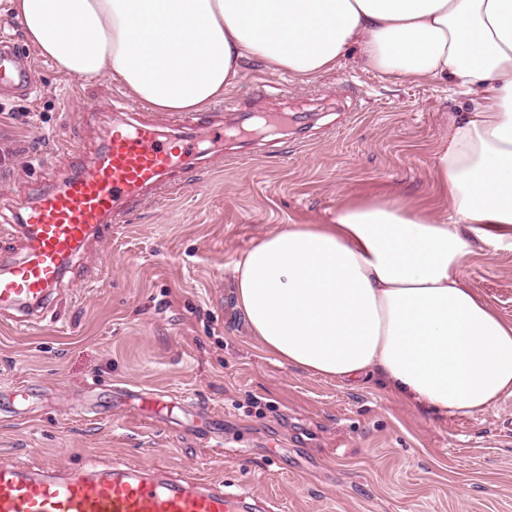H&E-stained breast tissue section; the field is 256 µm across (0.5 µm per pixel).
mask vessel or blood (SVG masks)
Returning <instances> with one entry per match:
<instances>
[{
    "instance_id": "1",
    "label": "vessel or blood",
    "mask_w": 512,
    "mask_h": 512,
    "mask_svg": "<svg viewBox=\"0 0 512 512\" xmlns=\"http://www.w3.org/2000/svg\"><path fill=\"white\" fill-rule=\"evenodd\" d=\"M0 76L28 94L35 73L10 43H0ZM191 137H161L153 125L112 126L89 160L72 163L63 181L30 193L16 216L18 258L0 261V312L36 323L88 243L146 190L156 188L192 153ZM239 493L217 481L175 478L161 466L89 461L61 470L0 463V512H240Z\"/></svg>"
}]
</instances>
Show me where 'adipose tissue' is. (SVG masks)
I'll use <instances>...</instances> for the list:
<instances>
[{
    "label": "adipose tissue",
    "instance_id": "obj_1",
    "mask_svg": "<svg viewBox=\"0 0 512 512\" xmlns=\"http://www.w3.org/2000/svg\"><path fill=\"white\" fill-rule=\"evenodd\" d=\"M58 73L109 79L154 112H198L254 58L311 79L349 54L461 88L433 163L447 210L348 197L325 224L266 234L235 263L253 335L288 367L382 382L472 416L512 397V321L462 275L512 250V0H9Z\"/></svg>",
    "mask_w": 512,
    "mask_h": 512
}]
</instances>
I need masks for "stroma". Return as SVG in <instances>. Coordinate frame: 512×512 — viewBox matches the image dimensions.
Segmentation results:
<instances>
[{
	"label": "stroma",
	"mask_w": 512,
	"mask_h": 512,
	"mask_svg": "<svg viewBox=\"0 0 512 512\" xmlns=\"http://www.w3.org/2000/svg\"><path fill=\"white\" fill-rule=\"evenodd\" d=\"M33 67L36 93L0 89V213L60 183L69 145L93 152L123 118L121 89L55 71L0 0V41ZM280 83L278 95L256 93ZM464 98L398 81L356 56L303 81L251 60L212 112L230 138L147 112L201 153L93 239L41 318L0 314V460L76 467L130 461L224 481L271 512H512V398L477 417L429 411L279 363L252 335L235 262L289 224H324L344 197L394 193L437 211L433 157ZM462 274L512 320V251ZM33 387L29 399L19 389ZM165 395L181 410L116 406L111 390Z\"/></svg>",
	"instance_id": "1"
}]
</instances>
